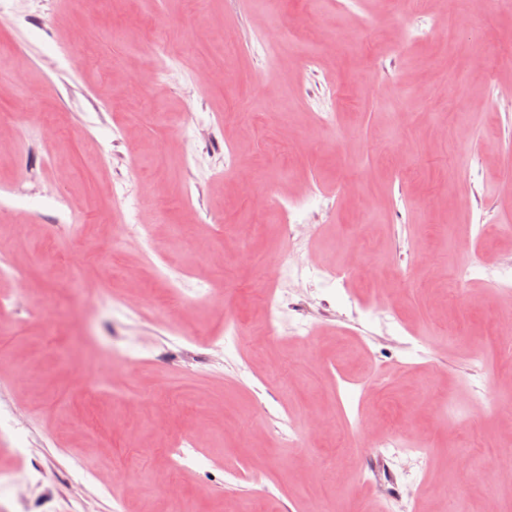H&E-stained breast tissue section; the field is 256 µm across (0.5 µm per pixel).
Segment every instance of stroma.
<instances>
[{"mask_svg":"<svg viewBox=\"0 0 512 512\" xmlns=\"http://www.w3.org/2000/svg\"><path fill=\"white\" fill-rule=\"evenodd\" d=\"M311 183L313 251L356 271L287 289L272 336L276 200ZM0 186L25 272L0 279V408L25 417L0 470L41 469L0 512H512V294H449L474 250L512 268V0H0ZM385 434L425 451L416 483Z\"/></svg>","mask_w":512,"mask_h":512,"instance_id":"1","label":"stroma"}]
</instances>
